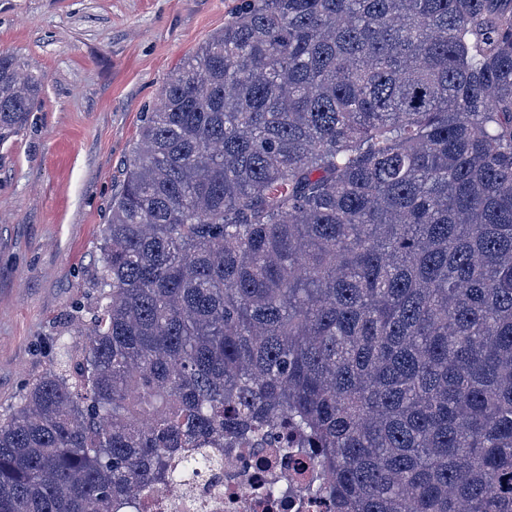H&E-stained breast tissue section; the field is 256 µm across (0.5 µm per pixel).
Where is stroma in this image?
Instances as JSON below:
<instances>
[{
  "instance_id": "1",
  "label": "stroma",
  "mask_w": 512,
  "mask_h": 512,
  "mask_svg": "<svg viewBox=\"0 0 512 512\" xmlns=\"http://www.w3.org/2000/svg\"><path fill=\"white\" fill-rule=\"evenodd\" d=\"M239 0H0V52L43 85L0 146V414L55 368L146 112Z\"/></svg>"
}]
</instances>
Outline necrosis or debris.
Wrapping results in <instances>:
<instances>
[{"mask_svg": "<svg viewBox=\"0 0 512 512\" xmlns=\"http://www.w3.org/2000/svg\"><path fill=\"white\" fill-rule=\"evenodd\" d=\"M293 466L268 447L224 452V468L204 470L194 488L170 485L147 512H331L326 499L290 487Z\"/></svg>", "mask_w": 512, "mask_h": 512, "instance_id": "obj_1", "label": "necrosis or debris"}]
</instances>
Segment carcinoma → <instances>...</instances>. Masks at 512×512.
<instances>
[{"label":"carcinoma","mask_w":512,"mask_h":512,"mask_svg":"<svg viewBox=\"0 0 512 512\" xmlns=\"http://www.w3.org/2000/svg\"><path fill=\"white\" fill-rule=\"evenodd\" d=\"M242 2L0 418V512H141L266 444L334 512H512V0ZM42 93L0 53V145Z\"/></svg>","instance_id":"1"}]
</instances>
